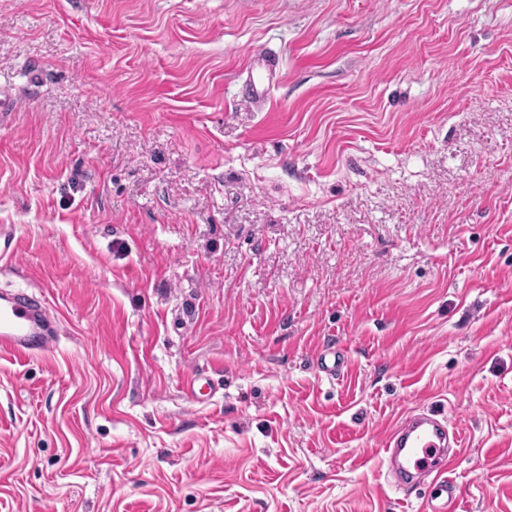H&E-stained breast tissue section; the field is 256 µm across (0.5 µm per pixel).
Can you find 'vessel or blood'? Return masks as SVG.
Returning a JSON list of instances; mask_svg holds the SVG:
<instances>
[{
  "mask_svg": "<svg viewBox=\"0 0 512 512\" xmlns=\"http://www.w3.org/2000/svg\"><path fill=\"white\" fill-rule=\"evenodd\" d=\"M56 318L43 297L24 290H0V354L27 359L57 341ZM448 423L437 414L411 411L386 433L383 453L399 488L418 487V475L433 473L444 501L429 504V512H446L457 501L459 489L449 478L450 459L445 455Z\"/></svg>",
  "mask_w": 512,
  "mask_h": 512,
  "instance_id": "1",
  "label": "vessel or blood"
}]
</instances>
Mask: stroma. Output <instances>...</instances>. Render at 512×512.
Wrapping results in <instances>:
<instances>
[{"label":"stroma","instance_id":"35a3bbf8","mask_svg":"<svg viewBox=\"0 0 512 512\" xmlns=\"http://www.w3.org/2000/svg\"><path fill=\"white\" fill-rule=\"evenodd\" d=\"M0 88V512H421L418 408L512 512V0H0ZM56 318L43 296L0 290V354L27 359L57 341ZM448 423L437 414L411 411L403 415L386 433L382 450L388 459L400 489L419 488L418 475L431 472L437 481L438 492L428 502L429 512H445L448 501L455 503L459 497L457 484L448 478L451 457H446ZM446 501L434 504L439 497Z\"/></svg>","mask_w":512,"mask_h":512}]
</instances>
